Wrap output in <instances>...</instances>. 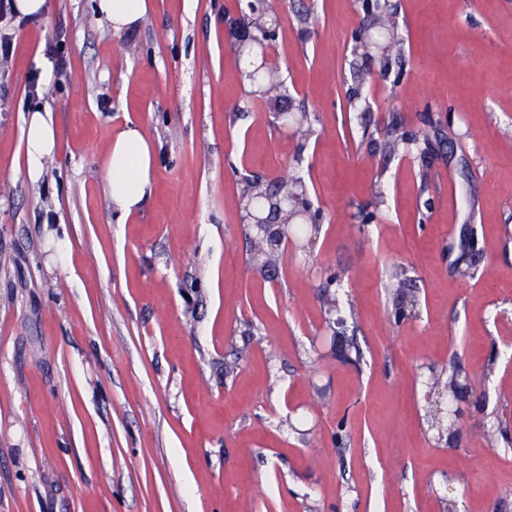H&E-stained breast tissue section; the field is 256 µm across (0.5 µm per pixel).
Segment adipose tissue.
Listing matches in <instances>:
<instances>
[{"label":"adipose tissue","mask_w":512,"mask_h":512,"mask_svg":"<svg viewBox=\"0 0 512 512\" xmlns=\"http://www.w3.org/2000/svg\"><path fill=\"white\" fill-rule=\"evenodd\" d=\"M150 7L149 0H96L99 18L115 32L133 28ZM24 135L25 171L35 181L42 176L45 161L58 150L52 113L38 110L28 113ZM104 169L113 207L126 216L138 211L151 190L155 171L151 141L132 125L115 132Z\"/></svg>","instance_id":"adipose-tissue-1"}]
</instances>
